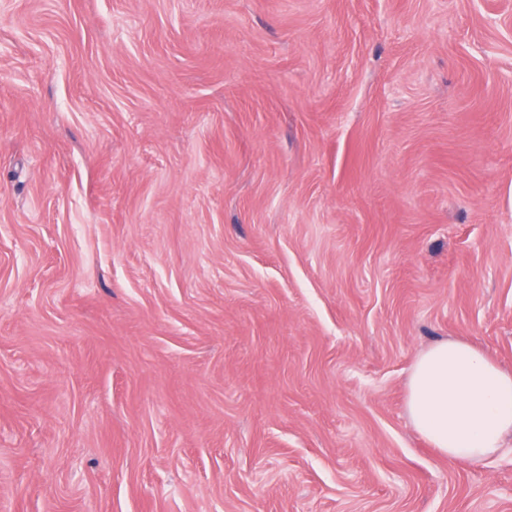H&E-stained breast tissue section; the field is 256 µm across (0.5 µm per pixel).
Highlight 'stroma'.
Returning a JSON list of instances; mask_svg holds the SVG:
<instances>
[{"mask_svg": "<svg viewBox=\"0 0 512 512\" xmlns=\"http://www.w3.org/2000/svg\"><path fill=\"white\" fill-rule=\"evenodd\" d=\"M443 340L512 372V0H0V512H512ZM407 411L448 461L483 463L512 436V372L471 343L437 342L411 369Z\"/></svg>", "mask_w": 512, "mask_h": 512, "instance_id": "1", "label": "stroma"}]
</instances>
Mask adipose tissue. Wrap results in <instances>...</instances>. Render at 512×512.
I'll list each match as a JSON object with an SVG mask.
<instances>
[{
  "instance_id": "obj_1",
  "label": "adipose tissue",
  "mask_w": 512,
  "mask_h": 512,
  "mask_svg": "<svg viewBox=\"0 0 512 512\" xmlns=\"http://www.w3.org/2000/svg\"><path fill=\"white\" fill-rule=\"evenodd\" d=\"M407 411L442 456L483 463L512 436V372L471 343L437 342L411 369Z\"/></svg>"
}]
</instances>
